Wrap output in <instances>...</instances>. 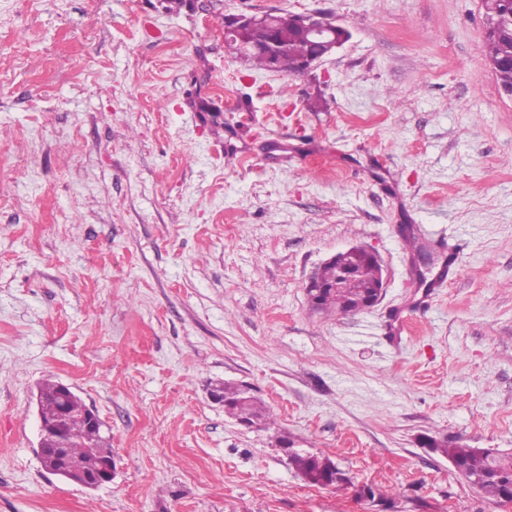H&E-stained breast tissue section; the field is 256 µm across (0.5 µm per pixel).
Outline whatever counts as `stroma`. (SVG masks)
Masks as SVG:
<instances>
[{"label": "stroma", "instance_id": "35a3bbf8", "mask_svg": "<svg viewBox=\"0 0 512 512\" xmlns=\"http://www.w3.org/2000/svg\"><path fill=\"white\" fill-rule=\"evenodd\" d=\"M0 0V512H512L421 436L512 452V97L481 0ZM320 11L305 74L249 66L224 17ZM462 245L426 313L403 231ZM379 305L313 310L350 247ZM69 386L116 461L88 489L38 456ZM249 386L270 428L213 401ZM332 459L299 477L278 434ZM379 496H359L361 486ZM362 249H348L343 252H338L329 258L325 264L337 265L340 271V277L357 272L356 267L361 264L360 256ZM323 267L320 268L318 273L324 282L330 283L336 280V267ZM288 461L312 485L339 487L351 484L342 469L329 457L299 450L288 454Z\"/></svg>", "mask_w": 512, "mask_h": 512}]
</instances>
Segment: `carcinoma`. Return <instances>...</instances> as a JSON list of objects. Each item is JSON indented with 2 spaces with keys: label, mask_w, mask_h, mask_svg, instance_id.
<instances>
[{
  "label": "carcinoma",
  "mask_w": 512,
  "mask_h": 512,
  "mask_svg": "<svg viewBox=\"0 0 512 512\" xmlns=\"http://www.w3.org/2000/svg\"><path fill=\"white\" fill-rule=\"evenodd\" d=\"M484 16L495 21L494 32L486 37V55L489 61L499 62L512 58V0H482ZM288 38V52L280 55L275 63L262 52L272 38V32ZM248 51L243 58L259 69L275 71L287 76L298 74L299 62L310 52L309 41L296 34V17L293 13L272 14L271 24H257L245 33ZM365 288L355 275L345 280L344 287L326 291L312 297L316 309L347 315L365 299ZM224 410L246 421L250 426L264 428L270 421L265 404L251 395L243 386L226 382L220 388ZM85 406L83 400L63 395L60 383L46 381L39 388V414L50 424L67 416L65 433L67 447L59 450L53 441L45 443L49 455L64 459L71 476L82 479L98 471L104 461L112 459V449L101 435V426H92L85 417H76L73 411ZM456 472L471 486L499 502H512V453L494 452L483 448L448 444L444 448ZM290 465L306 481L317 486H342L350 479L330 458L313 452H293L288 455Z\"/></svg>",
  "instance_id": "cac0c4a2"
}]
</instances>
